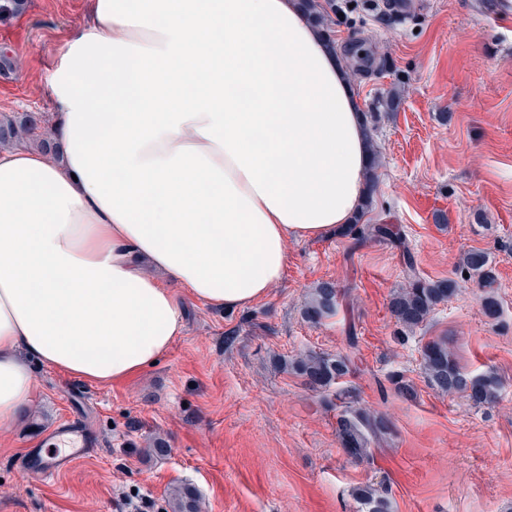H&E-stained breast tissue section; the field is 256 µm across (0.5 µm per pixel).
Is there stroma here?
<instances>
[{"mask_svg": "<svg viewBox=\"0 0 512 512\" xmlns=\"http://www.w3.org/2000/svg\"><path fill=\"white\" fill-rule=\"evenodd\" d=\"M397 17L377 0H333L326 36L341 47L363 111L373 113L381 164L363 221L399 225L404 243L341 234L288 240L283 279L234 311L179 293L183 327L158 364L112 384L47 365L30 402L0 426V512H125L131 495L170 512L180 485L201 512H356L351 491H387L394 512H512V20L499 0H408ZM91 0H32L0 24L18 70L0 74V114L53 118L47 83ZM486 251L496 318L477 279H459L466 251ZM411 252L429 280L458 291L405 339L387 303ZM334 282L333 315L309 322L313 288ZM356 330L357 349L346 336ZM448 343L475 375H496L497 400L477 406L435 391L422 369L430 340ZM352 354L344 380L391 435L357 460L336 435L335 388L315 389L281 366L301 354ZM401 376L407 399L380 395ZM80 418L96 445L52 477L31 456L54 453L47 430ZM164 455L151 452L153 438Z\"/></svg>", "mask_w": 512, "mask_h": 512, "instance_id": "stroma-1", "label": "stroma"}]
</instances>
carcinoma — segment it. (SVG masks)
Returning <instances> with one entry per match:
<instances>
[{"mask_svg": "<svg viewBox=\"0 0 512 512\" xmlns=\"http://www.w3.org/2000/svg\"><path fill=\"white\" fill-rule=\"evenodd\" d=\"M29 0H0V23L7 24L26 13ZM27 145L40 150L51 159L57 157L56 146L49 137L46 120L32 114L3 115L0 117V148ZM371 205L365 199L354 222L341 227V233L365 237L390 238L402 242L400 229L392 224H364L362 219ZM405 287L394 292L389 310L396 322L405 329L421 325L435 306L453 296L454 280H427L420 276L414 257L404 255ZM463 271L478 276L483 287L491 288L494 275L489 267V256L481 249L465 253ZM338 304V292L332 282H321L312 293L305 310L309 321H317L331 314ZM422 365L430 383L448 394L465 395L476 405L492 402L498 394L500 381L493 375L474 376L460 366L445 341L428 342L422 351ZM293 373L304 378L313 388L326 389L350 375L354 362L349 355L306 354L289 363ZM336 434L348 453L363 458L370 453L369 445L391 434L389 421L374 412L346 404L337 415ZM352 496L357 512H391L387 493L369 485L353 488ZM173 512H199V502L193 488L184 486L173 493Z\"/></svg>", "mask_w": 512, "mask_h": 512, "instance_id": "cac0c4a2", "label": "carcinoma"}]
</instances>
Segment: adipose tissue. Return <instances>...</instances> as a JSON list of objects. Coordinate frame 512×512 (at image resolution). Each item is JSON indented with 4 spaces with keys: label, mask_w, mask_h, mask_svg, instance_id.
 Segmentation results:
<instances>
[{
    "label": "adipose tissue",
    "mask_w": 512,
    "mask_h": 512,
    "mask_svg": "<svg viewBox=\"0 0 512 512\" xmlns=\"http://www.w3.org/2000/svg\"><path fill=\"white\" fill-rule=\"evenodd\" d=\"M46 93L51 161L0 151V424L30 362L111 383L230 311L367 192L359 99L300 0H92Z\"/></svg>",
    "instance_id": "adipose-tissue-1"
}]
</instances>
